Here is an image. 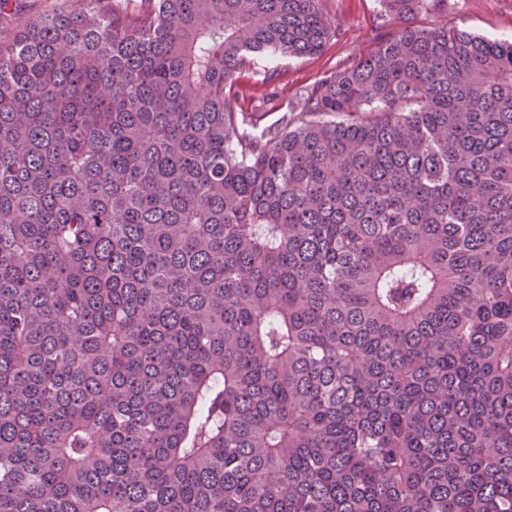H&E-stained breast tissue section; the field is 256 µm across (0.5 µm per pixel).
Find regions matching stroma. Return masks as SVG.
<instances>
[{"instance_id": "stroma-1", "label": "stroma", "mask_w": 512, "mask_h": 512, "mask_svg": "<svg viewBox=\"0 0 512 512\" xmlns=\"http://www.w3.org/2000/svg\"><path fill=\"white\" fill-rule=\"evenodd\" d=\"M324 8L328 18L342 30V37L331 41L317 55L259 58L239 82L238 111L261 113L262 126L278 125L287 114L296 112L300 88L312 84L324 72L366 55L385 33L377 18V0H325ZM416 22L512 40V0H448L447 13H422Z\"/></svg>"}]
</instances>
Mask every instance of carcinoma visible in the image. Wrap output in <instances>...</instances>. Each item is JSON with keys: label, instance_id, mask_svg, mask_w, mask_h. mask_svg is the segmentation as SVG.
Segmentation results:
<instances>
[{"label": "carcinoma", "instance_id": "carcinoma-1", "mask_svg": "<svg viewBox=\"0 0 512 512\" xmlns=\"http://www.w3.org/2000/svg\"><path fill=\"white\" fill-rule=\"evenodd\" d=\"M378 2L258 135L324 0L0 40V512H512V41ZM324 8L328 18L343 32L338 41H331L317 55L261 57L241 78L242 95L237 110L245 112L247 123L250 112H262V121L254 129L256 133L278 125L287 114L289 117L291 112L296 113L295 94L300 88L312 84L324 72L366 55L391 28L379 26L377 0H326ZM270 74L271 80H266Z\"/></svg>", "mask_w": 512, "mask_h": 512}]
</instances>
